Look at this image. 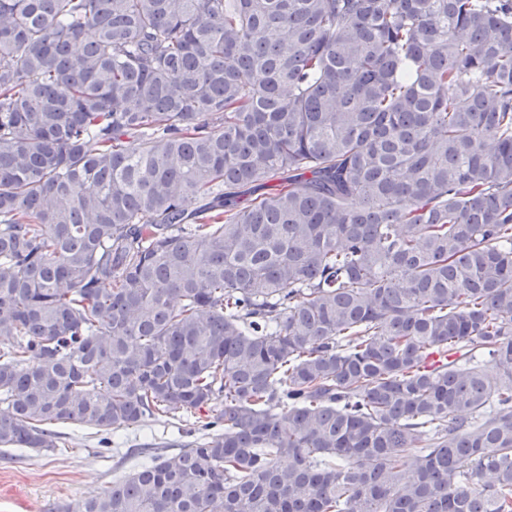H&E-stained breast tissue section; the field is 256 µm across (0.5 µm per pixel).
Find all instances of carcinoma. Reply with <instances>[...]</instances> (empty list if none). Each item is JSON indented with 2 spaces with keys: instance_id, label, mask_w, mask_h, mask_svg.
<instances>
[{
  "instance_id": "1",
  "label": "carcinoma",
  "mask_w": 512,
  "mask_h": 512,
  "mask_svg": "<svg viewBox=\"0 0 512 512\" xmlns=\"http://www.w3.org/2000/svg\"><path fill=\"white\" fill-rule=\"evenodd\" d=\"M180 409L77 512H512V0H0V447Z\"/></svg>"
}]
</instances>
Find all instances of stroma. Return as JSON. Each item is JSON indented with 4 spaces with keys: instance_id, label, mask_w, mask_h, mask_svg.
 <instances>
[{
    "instance_id": "35a3bbf8",
    "label": "stroma",
    "mask_w": 512,
    "mask_h": 512,
    "mask_svg": "<svg viewBox=\"0 0 512 512\" xmlns=\"http://www.w3.org/2000/svg\"><path fill=\"white\" fill-rule=\"evenodd\" d=\"M179 419H143L134 428L103 441L87 431L69 432L65 446L48 452L0 451V512H59L104 495L113 481L137 467L134 448L155 439L168 441L163 454L180 453Z\"/></svg>"
}]
</instances>
